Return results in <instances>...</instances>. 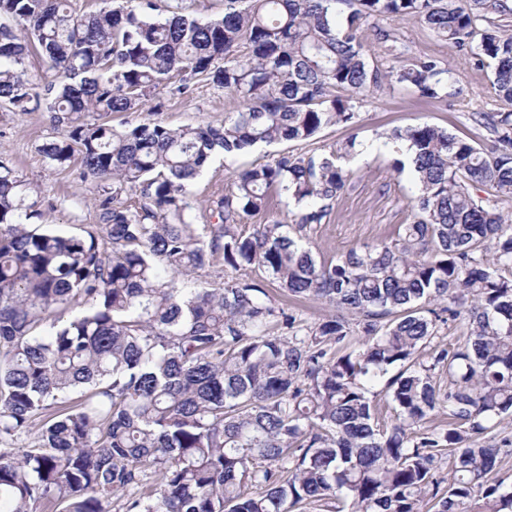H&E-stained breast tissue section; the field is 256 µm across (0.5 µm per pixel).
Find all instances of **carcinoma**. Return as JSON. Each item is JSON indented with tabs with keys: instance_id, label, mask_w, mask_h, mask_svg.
<instances>
[{
	"instance_id": "1",
	"label": "carcinoma",
	"mask_w": 512,
	"mask_h": 512,
	"mask_svg": "<svg viewBox=\"0 0 512 512\" xmlns=\"http://www.w3.org/2000/svg\"><path fill=\"white\" fill-rule=\"evenodd\" d=\"M2 13L20 27L0 25V107L54 113L64 131L44 161L77 160L112 194L83 236L32 229L44 213L0 161V512H512L493 478L512 440L479 441L512 415V217L496 208L512 196V110L479 115L488 147L428 124L388 135L407 144L393 169L415 179L413 221L328 262L283 222L246 219L278 187L297 231L326 223L356 136L235 173L219 224L192 222L190 190L219 153L353 127L384 86L457 94L437 57H408L381 20L417 17L488 65L512 105L505 0H224L220 19L179 0H142L138 14L0 0ZM32 53L57 74L39 92ZM194 79L241 108L218 126L105 121L149 99L158 111ZM206 268L221 286L192 285ZM269 283L340 314L299 326ZM73 307L70 321L56 314ZM458 319L463 341L433 343Z\"/></svg>"
}]
</instances>
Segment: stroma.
<instances>
[{"mask_svg": "<svg viewBox=\"0 0 512 512\" xmlns=\"http://www.w3.org/2000/svg\"><path fill=\"white\" fill-rule=\"evenodd\" d=\"M392 27L411 56L433 55L440 59L457 93L447 102L437 103L405 89L384 88L358 105L360 146L349 162L354 172L351 183L334 203L329 222L308 233L321 261L356 246L391 241L400 225L412 222L410 201L416 187L410 175L399 176L392 171V154L383 146L387 134L396 128L429 124L482 144L489 135L477 123L479 114L502 109L490 88L489 68L474 66L463 52L438 41L416 18L393 21ZM238 106V101L225 95L223 89L198 82L188 94L166 100L157 118L172 128L217 124ZM60 133V126L44 108L0 110V160L22 176L27 201L38 202L48 214V229L76 235L95 228L104 192L96 181L82 177L78 163L54 168L44 162L40 146ZM346 137L345 129L332 126L305 143L260 145L238 156H217L191 187L196 200L195 223L217 222L214 202L227 188L234 170L274 160L284 153L327 152L339 147Z\"/></svg>", "mask_w": 512, "mask_h": 512, "instance_id": "stroma-1", "label": "stroma"}]
</instances>
